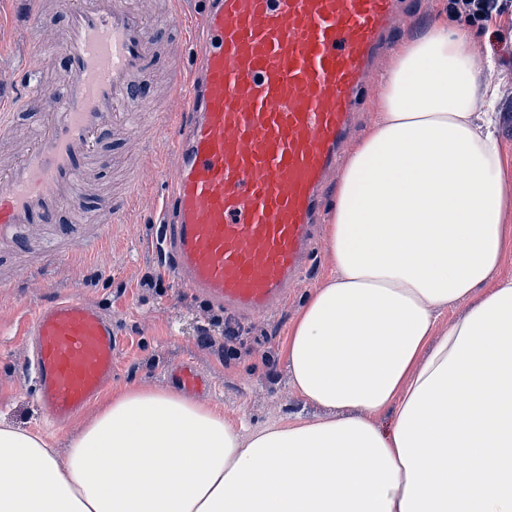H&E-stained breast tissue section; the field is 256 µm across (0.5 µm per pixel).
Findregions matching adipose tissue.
I'll return each mask as SVG.
<instances>
[{
  "mask_svg": "<svg viewBox=\"0 0 512 512\" xmlns=\"http://www.w3.org/2000/svg\"><path fill=\"white\" fill-rule=\"evenodd\" d=\"M447 19L404 43L330 213L334 270L292 324L299 395L243 433L172 391L104 399L66 464L0 425V512H512V233L493 93ZM473 304L433 330L461 299ZM393 411L389 430L372 417Z\"/></svg>",
  "mask_w": 512,
  "mask_h": 512,
  "instance_id": "ef3b65f1",
  "label": "adipose tissue"
}]
</instances>
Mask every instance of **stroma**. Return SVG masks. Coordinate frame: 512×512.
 <instances>
[{"label":"stroma","mask_w":512,"mask_h":512,"mask_svg":"<svg viewBox=\"0 0 512 512\" xmlns=\"http://www.w3.org/2000/svg\"><path fill=\"white\" fill-rule=\"evenodd\" d=\"M150 22L156 23L157 65L147 85L149 107L175 113L178 102L169 95L172 81H189L195 45L185 39L188 27L198 26L202 0H140ZM501 9L488 24L459 20L468 44L498 60V79L486 82V68L476 72L478 91L499 90L501 81L512 82V0H497ZM33 27L19 17L18 0H0V94H11L24 58L38 51ZM170 167L167 135L149 134L132 144L118 138L108 147V162L97 176L95 197L122 202L130 179H137L139 197L127 221L112 227L98 255L59 267L54 277L21 278L23 268L45 264L44 248L57 229L52 225L28 230L27 245L16 250L0 245V424L34 430L48 436L54 448L65 451L77 434L76 426L50 425L37 401L35 385L25 371L28 353L21 324L55 295L71 294L98 306L111 317L117 332L118 362L107 387L117 396L137 387L175 391L173 373L182 363L194 365L211 386L199 397L201 405L223 411L226 422L246 420L263 426L301 414L310 422L333 417L332 409L303 403L286 364L291 324L306 299L333 270L326 230H319V245L307 273L290 288L288 303L272 315L250 322L230 321L237 338L231 352L207 349L199 342L208 321L209 302L188 295L162 272V260L153 244L157 202L167 188ZM225 328V329H228ZM225 329L212 328L216 339Z\"/></svg>","instance_id":"obj_1"}]
</instances>
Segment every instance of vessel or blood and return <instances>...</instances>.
I'll list each match as a JSON object with an SVG mask.
<instances>
[{"mask_svg":"<svg viewBox=\"0 0 512 512\" xmlns=\"http://www.w3.org/2000/svg\"><path fill=\"white\" fill-rule=\"evenodd\" d=\"M205 45L182 102L170 151L171 190L155 238L179 287L238 318L280 308L314 250L326 181L340 165L364 89L405 16L403 0H204ZM54 23L40 0L24 14L66 76L51 85L26 63L31 94L0 99V135L37 107L25 148L0 164V241L26 226L97 224L85 188L106 163L112 134L145 135L163 123L145 107L155 32L136 0H61ZM110 215L79 254L93 256L125 211ZM28 371L47 421L75 423L111 380L117 333L90 302L60 297L36 310Z\"/></svg>","mask_w":512,"mask_h":512,"instance_id":"obj_1","label":"vessel or blood"}]
</instances>
